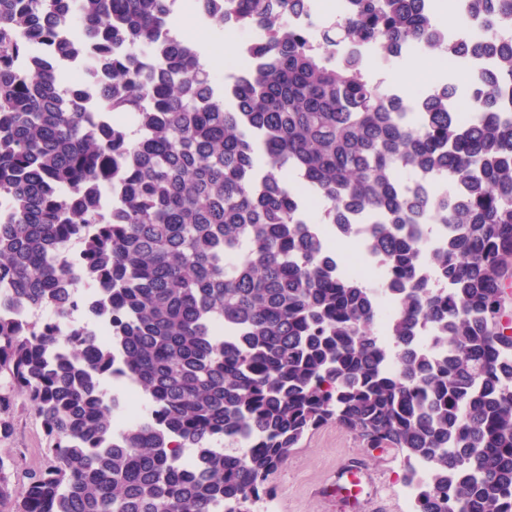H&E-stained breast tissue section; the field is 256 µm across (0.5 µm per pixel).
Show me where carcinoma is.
Here are the masks:
<instances>
[{"label":"carcinoma","instance_id":"cac0c4a2","mask_svg":"<svg viewBox=\"0 0 512 512\" xmlns=\"http://www.w3.org/2000/svg\"><path fill=\"white\" fill-rule=\"evenodd\" d=\"M221 2L214 17L259 36L219 94L169 0H0V439L18 403L46 437L37 468L0 457V512H249L329 421L405 450L413 512H512V42L450 41L427 0H350L317 44L288 22L309 0ZM464 3L465 22L512 23V0ZM70 8L108 74L98 113L16 39L55 38ZM407 42L496 58L470 75L471 120L448 110L450 81L409 112L366 74L361 50L390 61ZM339 45L352 52L335 61ZM421 170L449 193L408 186ZM293 177L326 202L321 223ZM107 192L119 208L101 222ZM354 214L371 224L377 288L324 244ZM74 241L104 338L7 314H76L61 257ZM126 380L148 413L119 426L108 384Z\"/></svg>","mask_w":512,"mask_h":512}]
</instances>
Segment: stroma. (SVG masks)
I'll return each instance as SVG.
<instances>
[{
    "label": "stroma",
    "instance_id": "1",
    "mask_svg": "<svg viewBox=\"0 0 512 512\" xmlns=\"http://www.w3.org/2000/svg\"><path fill=\"white\" fill-rule=\"evenodd\" d=\"M16 419L15 434L0 440V456L22 452L30 465H39L45 444L41 423L22 412ZM352 457L381 477L377 494L370 499L374 512H406L402 495L408 469L405 453L370 447L360 436L331 422L309 432L272 475L276 488L273 512H351L347 501L337 495L336 482L341 462Z\"/></svg>",
    "mask_w": 512,
    "mask_h": 512
}]
</instances>
